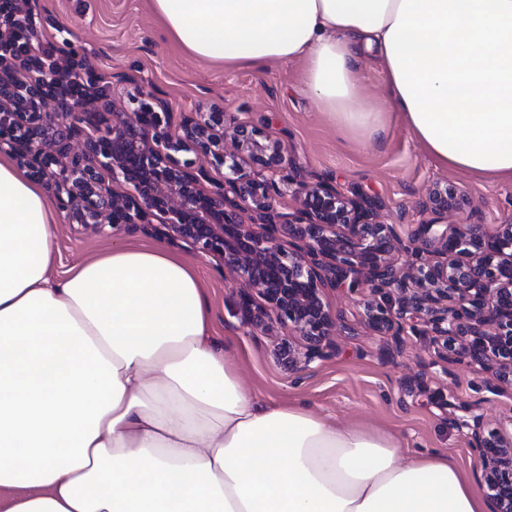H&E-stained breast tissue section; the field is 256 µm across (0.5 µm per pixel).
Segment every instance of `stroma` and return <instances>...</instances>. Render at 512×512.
Wrapping results in <instances>:
<instances>
[{"mask_svg":"<svg viewBox=\"0 0 512 512\" xmlns=\"http://www.w3.org/2000/svg\"><path fill=\"white\" fill-rule=\"evenodd\" d=\"M38 29L67 57L104 75L103 100L131 120L138 98L165 101L172 126L192 112H224L249 121L281 144L301 177L327 179L381 204L380 216L408 235L429 219L425 204L435 186L453 185L468 199V222L494 228L512 224V179L481 178L430 157L396 117L376 138H353L333 126L304 90L297 61L257 68L224 66L190 54L171 40L151 0H29ZM57 269L66 271L119 241L164 245L193 263L210 302L213 339L226 349L246 388L263 403L302 404L343 425L363 426L400 439L406 456L441 451L475 476L476 459L462 422L473 414L490 423L512 416V388L491 391L479 366L439 360L428 337L404 335L399 350L376 335L343 293L327 300L349 325L334 357L295 370L287 328L245 324L241 282L213 256L155 232L124 225L85 231L62 209L54 211Z\"/></svg>","mask_w":512,"mask_h":512,"instance_id":"obj_1","label":"stroma"}]
</instances>
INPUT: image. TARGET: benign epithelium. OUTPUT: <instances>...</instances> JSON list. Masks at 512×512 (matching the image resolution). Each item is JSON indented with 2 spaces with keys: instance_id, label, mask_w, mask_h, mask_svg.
<instances>
[{
  "instance_id": "obj_1",
  "label": "benign epithelium",
  "mask_w": 512,
  "mask_h": 512,
  "mask_svg": "<svg viewBox=\"0 0 512 512\" xmlns=\"http://www.w3.org/2000/svg\"><path fill=\"white\" fill-rule=\"evenodd\" d=\"M14 56L16 46L0 38V152L34 179L55 169V198L84 229L157 218L195 251L220 257L247 287L245 319L273 320L300 337L296 365L336 355L348 325L324 296L339 289L394 343L408 331L428 336L439 359L464 358L490 387L512 386V224L490 234L449 220L465 199L447 185L429 195L433 218L404 239L378 220L376 200L297 179L280 145L235 117L197 112L172 133L169 113L149 103L133 120L106 123L105 104L70 103L52 84L23 82L10 71ZM81 135L83 149L71 152ZM192 149L225 168L224 181L177 157ZM102 169L134 193L115 196ZM285 186L303 198L294 212L277 209ZM464 426L491 512H512V418L493 426L474 414Z\"/></svg>"
}]
</instances>
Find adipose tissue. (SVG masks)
Returning <instances> with one entry per match:
<instances>
[{
  "label": "adipose tissue",
  "instance_id": "obj_1",
  "mask_svg": "<svg viewBox=\"0 0 512 512\" xmlns=\"http://www.w3.org/2000/svg\"><path fill=\"white\" fill-rule=\"evenodd\" d=\"M171 37L228 64L303 61L359 137L396 113L424 150L512 178V0H153ZM372 56L385 105L364 98ZM53 212L0 157V512H488L448 458L262 403L215 347L194 268L113 244L54 269ZM356 70L363 95L379 105L386 104L388 89L381 68L376 61L364 58L360 60Z\"/></svg>",
  "mask_w": 512,
  "mask_h": 512
}]
</instances>
